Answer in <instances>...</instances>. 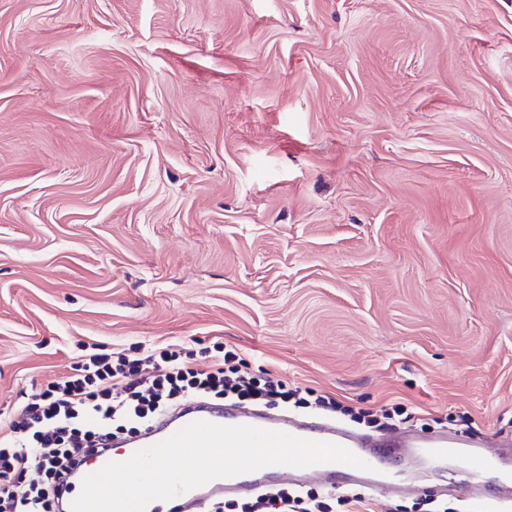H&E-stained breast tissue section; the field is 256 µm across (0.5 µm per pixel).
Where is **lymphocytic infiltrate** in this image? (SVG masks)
<instances>
[{"instance_id":"1","label":"lymphocytic infiltrate","mask_w":512,"mask_h":512,"mask_svg":"<svg viewBox=\"0 0 512 512\" xmlns=\"http://www.w3.org/2000/svg\"><path fill=\"white\" fill-rule=\"evenodd\" d=\"M190 397L221 402L311 408L383 427L402 405L376 413L353 410L330 393L289 388L269 372L254 374L237 350L221 342L193 352L180 343L135 351L85 347L68 375L31 394L17 418L0 422V512H57L58 492L80 454L115 438L139 435ZM39 471L41 480L30 478ZM364 493L270 488L237 512H355Z\"/></svg>"}]
</instances>
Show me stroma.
Masks as SVG:
<instances>
[{
  "mask_svg": "<svg viewBox=\"0 0 512 512\" xmlns=\"http://www.w3.org/2000/svg\"><path fill=\"white\" fill-rule=\"evenodd\" d=\"M216 336L512 436V0H0V421Z\"/></svg>",
  "mask_w": 512,
  "mask_h": 512,
  "instance_id": "1",
  "label": "stroma"
}]
</instances>
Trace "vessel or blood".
Returning <instances> with one entry per match:
<instances>
[{"mask_svg": "<svg viewBox=\"0 0 512 512\" xmlns=\"http://www.w3.org/2000/svg\"><path fill=\"white\" fill-rule=\"evenodd\" d=\"M197 420L225 426L249 425L264 430L283 431L304 439L331 442L362 458L369 463L370 468L362 471L338 462L307 468L271 465L234 477L215 479L204 486L179 492L167 501H152L146 512H201L206 502L216 498L245 497L265 488L305 486L313 482L336 490L371 487L387 494L392 491L393 485L381 480L379 473L395 463L403 465L413 462L429 468L457 454L461 457L462 472L475 474L502 462L499 453L489 450L486 442H471L469 451L465 452L461 449V441L445 432L430 437L399 431L371 435L354 432L324 420L275 415L258 407L214 404L201 399L187 400L166 412L139 436L123 440L122 445L139 451L164 441L183 426ZM112 459L111 450L99 448L91 460L76 467L68 488L60 492L63 512H70L80 492L82 479L98 472Z\"/></svg>", "mask_w": 512, "mask_h": 512, "instance_id": "b4317fda", "label": "vessel or blood"}]
</instances>
